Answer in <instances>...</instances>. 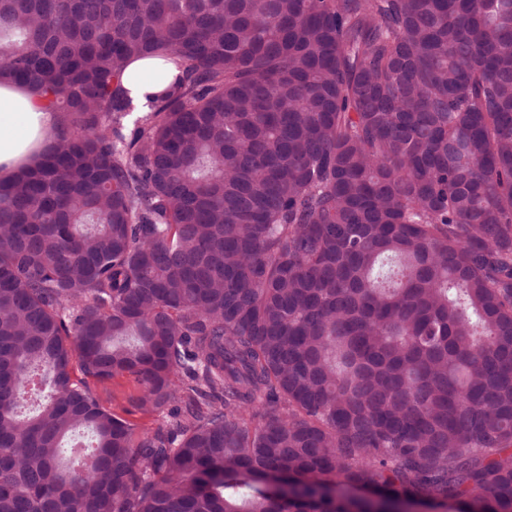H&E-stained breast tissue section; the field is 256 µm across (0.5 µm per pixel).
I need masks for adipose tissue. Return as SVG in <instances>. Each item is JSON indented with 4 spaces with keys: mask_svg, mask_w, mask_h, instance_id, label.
Segmentation results:
<instances>
[{
    "mask_svg": "<svg viewBox=\"0 0 512 512\" xmlns=\"http://www.w3.org/2000/svg\"><path fill=\"white\" fill-rule=\"evenodd\" d=\"M157 66V61L141 59L123 72L122 87L139 107H146L149 96L167 86L155 76ZM57 121V113L47 108L30 87L0 83V181H8L18 171L37 164L46 134Z\"/></svg>",
    "mask_w": 512,
    "mask_h": 512,
    "instance_id": "obj_1",
    "label": "adipose tissue"
}]
</instances>
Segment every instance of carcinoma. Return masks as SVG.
<instances>
[{"instance_id":"1","label":"carcinoma","mask_w":512,"mask_h":512,"mask_svg":"<svg viewBox=\"0 0 512 512\" xmlns=\"http://www.w3.org/2000/svg\"><path fill=\"white\" fill-rule=\"evenodd\" d=\"M0 49L60 114L0 183V512H512V0H0ZM168 72V79L160 80L154 74L157 67ZM178 70L172 64L163 65L150 59L136 60L126 66L122 75V87L142 110L147 111L148 96L162 92ZM88 384L100 404L118 417L126 420L134 430L136 437L152 434L164 427L170 419L169 410L163 412L144 413L137 407L140 389L133 378L117 376L99 381L87 378Z\"/></svg>"}]
</instances>
